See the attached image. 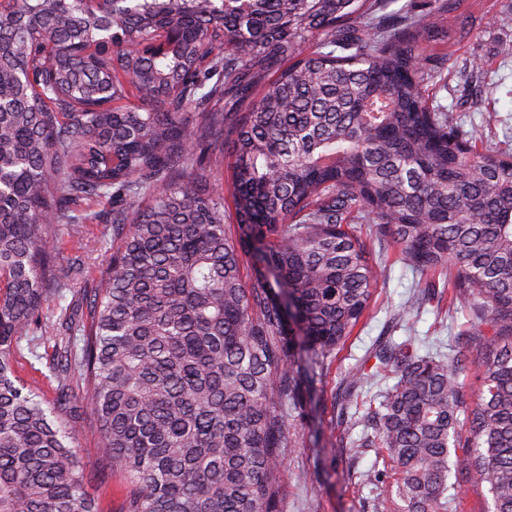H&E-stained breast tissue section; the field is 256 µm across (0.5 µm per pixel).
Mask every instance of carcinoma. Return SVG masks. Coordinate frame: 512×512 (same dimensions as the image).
<instances>
[{"label": "carcinoma", "instance_id": "1", "mask_svg": "<svg viewBox=\"0 0 512 512\" xmlns=\"http://www.w3.org/2000/svg\"><path fill=\"white\" fill-rule=\"evenodd\" d=\"M396 2L0 0V512H99L71 446L87 408L119 512H280L288 408L385 275L365 234L453 263L490 340L375 350L396 382L356 447L384 452L393 512H461L460 452L512 512V153L428 103L441 31ZM130 97L158 108L112 106ZM226 159L233 226L209 189ZM107 197L116 247L78 316L50 243ZM49 331L47 402L13 352Z\"/></svg>", "mask_w": 512, "mask_h": 512}]
</instances>
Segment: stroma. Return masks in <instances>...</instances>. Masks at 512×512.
<instances>
[{
  "label": "stroma",
  "mask_w": 512,
  "mask_h": 512,
  "mask_svg": "<svg viewBox=\"0 0 512 512\" xmlns=\"http://www.w3.org/2000/svg\"><path fill=\"white\" fill-rule=\"evenodd\" d=\"M469 20L471 32L453 41L427 42L425 54L447 59L445 78L428 84L430 101L448 106L463 121L482 130V150L512 151V0H456L444 21L447 30ZM89 245L87 253L77 244ZM54 249L61 266L82 256L84 264L69 281L68 303L84 307L98 278V267L112 252V226L105 222L56 228ZM386 276L374 290L369 316L336 348L324 369L313 399L303 409H290L289 439L281 470V512H392L395 485L392 477L368 481L370 472L382 469L376 449L356 447L361 429L354 423L356 403L365 401L388 384L386 378L368 375L355 389L347 376L367 357L374 345L386 339L400 342L416 337L422 352L433 353L451 343L474 347L464 335L468 317L446 289L447 271L421 276L407 264L395 242L385 245ZM425 300L405 326H392L397 309L417 295Z\"/></svg>",
  "instance_id": "stroma-1"
}]
</instances>
